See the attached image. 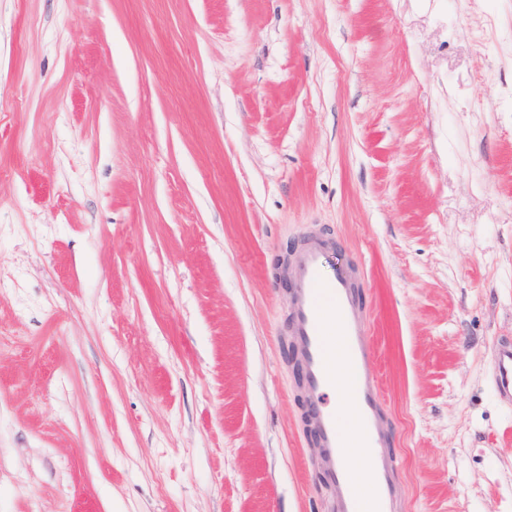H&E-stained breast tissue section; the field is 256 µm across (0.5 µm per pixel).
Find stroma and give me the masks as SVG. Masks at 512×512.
<instances>
[{
    "label": "stroma",
    "mask_w": 512,
    "mask_h": 512,
    "mask_svg": "<svg viewBox=\"0 0 512 512\" xmlns=\"http://www.w3.org/2000/svg\"><path fill=\"white\" fill-rule=\"evenodd\" d=\"M312 235L400 512H512V0H0V512H330L276 266ZM492 379L497 401L512 405V341L498 340L493 345Z\"/></svg>",
    "instance_id": "stroma-1"
}]
</instances>
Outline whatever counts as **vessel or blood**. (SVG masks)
Instances as JSON below:
<instances>
[{
  "mask_svg": "<svg viewBox=\"0 0 512 512\" xmlns=\"http://www.w3.org/2000/svg\"><path fill=\"white\" fill-rule=\"evenodd\" d=\"M323 247L313 242L294 260L291 335L299 348L308 411L321 454L316 467L334 490V512H398L397 460L378 376V358L350 271L324 272ZM494 396L512 405V341L493 346ZM350 413H343V406ZM366 449V476L348 462L347 451Z\"/></svg>",
  "mask_w": 512,
  "mask_h": 512,
  "instance_id": "b4317fda",
  "label": "vessel or blood"
}]
</instances>
